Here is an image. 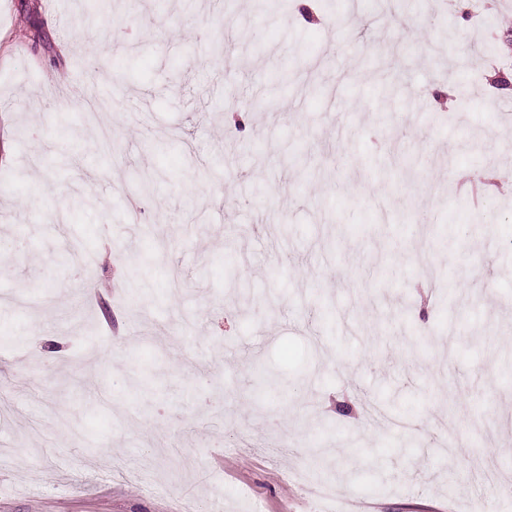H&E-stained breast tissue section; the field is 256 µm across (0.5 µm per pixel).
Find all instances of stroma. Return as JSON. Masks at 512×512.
Masks as SVG:
<instances>
[{
    "label": "stroma",
    "instance_id": "obj_1",
    "mask_svg": "<svg viewBox=\"0 0 512 512\" xmlns=\"http://www.w3.org/2000/svg\"><path fill=\"white\" fill-rule=\"evenodd\" d=\"M360 3L0 0V512H512V0Z\"/></svg>",
    "mask_w": 512,
    "mask_h": 512
}]
</instances>
